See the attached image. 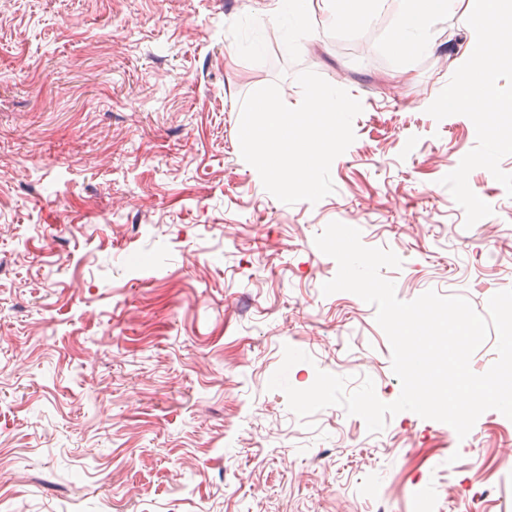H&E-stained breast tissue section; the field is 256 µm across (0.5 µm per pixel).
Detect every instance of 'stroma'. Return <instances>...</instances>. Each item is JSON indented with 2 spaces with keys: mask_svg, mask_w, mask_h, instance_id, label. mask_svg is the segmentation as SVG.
Masks as SVG:
<instances>
[{
  "mask_svg": "<svg viewBox=\"0 0 512 512\" xmlns=\"http://www.w3.org/2000/svg\"><path fill=\"white\" fill-rule=\"evenodd\" d=\"M268 0H0V512H457L512 500V420L465 439L410 411L369 433L339 406L300 418L268 382L284 346L395 401L376 309L323 296L336 261L314 238L357 225L401 259L397 297L512 288V198L484 168L465 213L440 180L474 148L464 115L422 107L448 84L455 18L397 66L376 47L392 9L336 30L305 0L302 37ZM316 72L362 104L335 190L287 205L240 154L242 100ZM488 484L475 496L468 464Z\"/></svg>",
  "mask_w": 512,
  "mask_h": 512,
  "instance_id": "stroma-1",
  "label": "stroma"
}]
</instances>
